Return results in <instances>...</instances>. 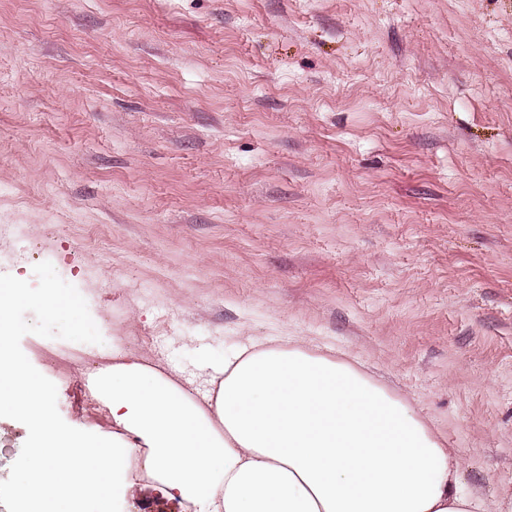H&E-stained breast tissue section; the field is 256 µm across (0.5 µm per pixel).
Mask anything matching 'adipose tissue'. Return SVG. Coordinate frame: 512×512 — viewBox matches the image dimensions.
<instances>
[{
  "mask_svg": "<svg viewBox=\"0 0 512 512\" xmlns=\"http://www.w3.org/2000/svg\"><path fill=\"white\" fill-rule=\"evenodd\" d=\"M119 444L85 450L59 438L51 391L0 345V414L34 427L36 462L18 486L42 512H67L94 476L97 512H110L113 475L146 448L161 495L199 512H484L464 489L462 463L427 420L354 364L247 339L213 368L202 394L143 359L117 358L87 376Z\"/></svg>",
  "mask_w": 512,
  "mask_h": 512,
  "instance_id": "ef3b65f1",
  "label": "adipose tissue"
}]
</instances>
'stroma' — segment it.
<instances>
[{
    "label": "stroma",
    "instance_id": "obj_1",
    "mask_svg": "<svg viewBox=\"0 0 512 512\" xmlns=\"http://www.w3.org/2000/svg\"><path fill=\"white\" fill-rule=\"evenodd\" d=\"M0 282L62 435L102 337L204 386L248 338L358 358L512 512V0H0ZM61 287L74 311L39 303ZM0 418V512L32 463ZM132 454L112 512H190Z\"/></svg>",
    "mask_w": 512,
    "mask_h": 512
}]
</instances>
